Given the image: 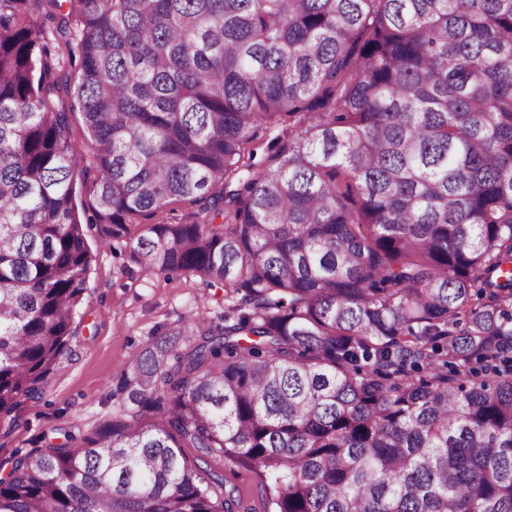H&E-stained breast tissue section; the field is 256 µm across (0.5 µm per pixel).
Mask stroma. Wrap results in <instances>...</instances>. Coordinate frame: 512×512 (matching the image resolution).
I'll return each instance as SVG.
<instances>
[{
  "instance_id": "1",
  "label": "stroma",
  "mask_w": 512,
  "mask_h": 512,
  "mask_svg": "<svg viewBox=\"0 0 512 512\" xmlns=\"http://www.w3.org/2000/svg\"><path fill=\"white\" fill-rule=\"evenodd\" d=\"M98 226L88 229L94 261L69 350L43 395L24 401L13 423L0 421V475L31 451L60 446L65 434L87 437L132 412L112 385L136 355L163 332L196 314L219 321L224 293L197 279L141 276L124 243L104 246Z\"/></svg>"
}]
</instances>
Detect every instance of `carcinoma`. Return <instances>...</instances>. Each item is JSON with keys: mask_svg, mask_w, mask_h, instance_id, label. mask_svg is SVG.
<instances>
[{"mask_svg": "<svg viewBox=\"0 0 512 512\" xmlns=\"http://www.w3.org/2000/svg\"><path fill=\"white\" fill-rule=\"evenodd\" d=\"M184 202L130 257L224 324L149 344L112 395L155 418L16 459L0 512H234L217 457L273 512H512V0H0L1 420L87 226ZM211 464L215 470H224V477L228 481H224V496L231 491L233 485H236L243 496L244 505H252L253 508H256L257 512H262L258 477L256 474L235 464L228 463L224 466L222 458L216 459ZM231 469H234L238 476L234 477L230 471Z\"/></svg>", "mask_w": 512, "mask_h": 512, "instance_id": "cac0c4a2", "label": "carcinoma"}]
</instances>
